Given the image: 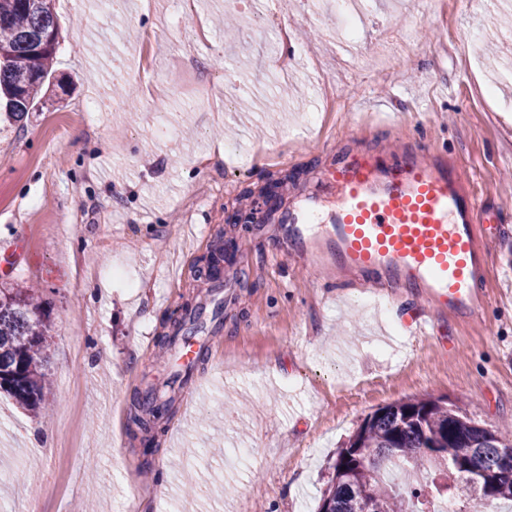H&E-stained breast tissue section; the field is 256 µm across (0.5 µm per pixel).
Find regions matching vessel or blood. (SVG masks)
<instances>
[{
    "label": "vessel or blood",
    "mask_w": 512,
    "mask_h": 512,
    "mask_svg": "<svg viewBox=\"0 0 512 512\" xmlns=\"http://www.w3.org/2000/svg\"><path fill=\"white\" fill-rule=\"evenodd\" d=\"M322 186L338 193L332 210L321 211L312 196L281 214L292 255L364 288L409 289L454 318L480 317L486 207L456 159L407 148L358 153ZM25 255L24 240H13L0 252V275L14 274Z\"/></svg>",
    "instance_id": "obj_1"
}]
</instances>
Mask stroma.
<instances>
[{"mask_svg": "<svg viewBox=\"0 0 512 512\" xmlns=\"http://www.w3.org/2000/svg\"><path fill=\"white\" fill-rule=\"evenodd\" d=\"M325 2L258 0L230 40L224 0H123L109 20L100 0H54L53 83L0 123V250L29 244L0 286L34 288L52 336L47 412L0 391V512H117L131 496L136 512H316L337 449L381 406L442 394L482 423L512 422V65L491 71L481 50L512 58L499 24L512 6L362 0L363 24L341 36ZM269 12L291 32L285 71L259 31ZM201 23L205 47L191 37ZM186 56L209 94L173 71ZM94 100L101 111L79 120ZM387 146L455 156L499 205L481 318L450 319L404 288L387 305L377 289L330 286L273 220L225 222L266 187L304 199L345 156ZM220 238L236 246L211 293L198 271ZM113 267L126 281L106 279ZM219 300L192 398L145 448L133 396L169 389L170 316ZM418 311L433 334L411 335ZM191 481L201 496L185 494Z\"/></svg>", "mask_w": 512, "mask_h": 512, "instance_id": "1", "label": "stroma"}]
</instances>
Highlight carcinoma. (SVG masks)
<instances>
[{"label":"carcinoma","mask_w":512,"mask_h":512,"mask_svg":"<svg viewBox=\"0 0 512 512\" xmlns=\"http://www.w3.org/2000/svg\"><path fill=\"white\" fill-rule=\"evenodd\" d=\"M59 34L52 0H0V112L20 118L30 111L50 75L57 47L34 55L42 36ZM224 248L215 245L204 279L210 290L222 287L220 261ZM206 307L184 309L173 322V334L160 340L172 348L178 338L205 328ZM46 321L30 288H0V390L22 407L40 412L48 382ZM174 398L158 404L149 388L133 397L132 422L148 442L155 440L159 415ZM511 444L501 429H486L466 406L446 395L426 394L384 405L366 415L336 452L332 476L318 512H435L438 500L454 512H471L456 498L465 486L470 500L512 501V471L500 468L499 449ZM405 465L400 481L389 467Z\"/></svg>","instance_id":"carcinoma-1"}]
</instances>
